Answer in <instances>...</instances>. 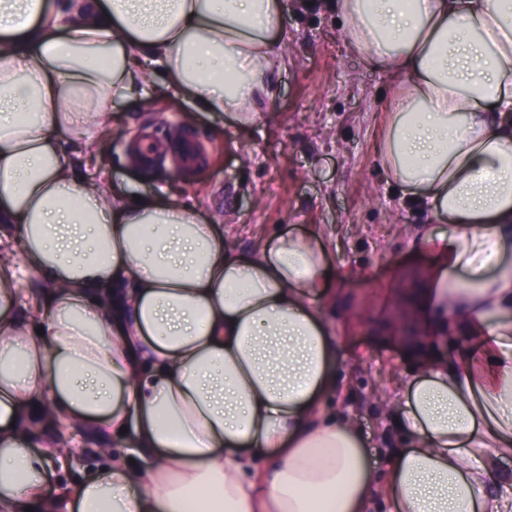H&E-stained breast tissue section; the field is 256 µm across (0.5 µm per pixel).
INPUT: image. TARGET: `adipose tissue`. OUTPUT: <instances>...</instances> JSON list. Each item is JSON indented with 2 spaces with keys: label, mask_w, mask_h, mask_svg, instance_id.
I'll return each mask as SVG.
<instances>
[{
  "label": "adipose tissue",
  "mask_w": 512,
  "mask_h": 512,
  "mask_svg": "<svg viewBox=\"0 0 512 512\" xmlns=\"http://www.w3.org/2000/svg\"><path fill=\"white\" fill-rule=\"evenodd\" d=\"M396 85L377 164L433 227L413 368L374 463L336 408L332 260L246 252L193 206L80 176L119 100L174 89L248 127L283 0H0V512H512V0H336ZM79 426L112 453L49 491Z\"/></svg>",
  "instance_id": "adipose-tissue-1"
}]
</instances>
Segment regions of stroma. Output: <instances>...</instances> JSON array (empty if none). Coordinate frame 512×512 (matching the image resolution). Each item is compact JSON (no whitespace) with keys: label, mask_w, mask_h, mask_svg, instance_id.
I'll return each mask as SVG.
<instances>
[{"label":"stroma","mask_w":512,"mask_h":512,"mask_svg":"<svg viewBox=\"0 0 512 512\" xmlns=\"http://www.w3.org/2000/svg\"><path fill=\"white\" fill-rule=\"evenodd\" d=\"M334 2L304 8L284 0L287 58L275 75L278 94L254 126L192 111L160 89L140 103H116L108 160L128 192L168 190L202 218H218L233 249L286 228L321 236L339 276L324 310L340 343L342 407L383 462L398 439L381 402L412 367L402 336L421 333L402 298L433 263L414 241L430 216L403 207L377 171L374 148L393 77L344 46ZM174 123L205 147L201 165L183 169L172 153L149 169L130 163L137 138L170 144Z\"/></svg>","instance_id":"stroma-1"}]
</instances>
